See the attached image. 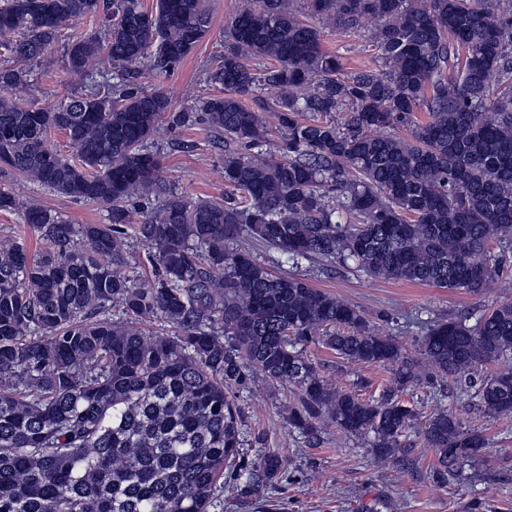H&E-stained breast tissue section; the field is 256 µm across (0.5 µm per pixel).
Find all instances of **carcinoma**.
Wrapping results in <instances>:
<instances>
[{"label":"carcinoma","mask_w":512,"mask_h":512,"mask_svg":"<svg viewBox=\"0 0 512 512\" xmlns=\"http://www.w3.org/2000/svg\"><path fill=\"white\" fill-rule=\"evenodd\" d=\"M337 29L377 22V69L348 72L322 28L290 0H246L224 26L207 80L224 89L176 111L143 91L140 70L171 71L210 35L205 0H3L0 48L21 62L58 40L86 90L52 107L11 94L26 71L0 66V172L106 209V224H68L29 206L46 244L0 240V512H209L241 440L230 391L255 372L299 397L288 422L373 435L397 458L418 413L401 399L422 380L477 387L478 406L512 415V300L469 325L442 319L412 355L356 306L275 274L253 255L327 259L372 279L479 295L512 249V0H309ZM89 17L93 33L74 30ZM275 65H267V61ZM251 99L257 108L248 107ZM344 113L342 120L336 113ZM427 114L421 121L417 113ZM276 120L280 139L264 149ZM202 125L224 149V199L162 190L153 140ZM65 134L75 154L46 145ZM151 253L135 274L125 240ZM122 314L112 318V309ZM160 319L172 336L138 324ZM393 372L364 401L319 375L300 346ZM498 369L481 375L479 367ZM436 478L476 459L484 438L453 413L426 419ZM282 469L267 453L240 469L247 491Z\"/></svg>","instance_id":"obj_1"}]
</instances>
